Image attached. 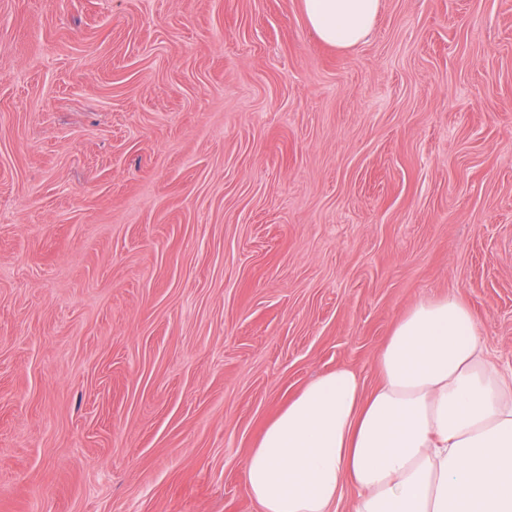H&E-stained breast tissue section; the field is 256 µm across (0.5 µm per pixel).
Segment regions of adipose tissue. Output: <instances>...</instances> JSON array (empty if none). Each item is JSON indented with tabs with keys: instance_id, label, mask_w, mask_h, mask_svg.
Masks as SVG:
<instances>
[{
	"instance_id": "obj_1",
	"label": "adipose tissue",
	"mask_w": 512,
	"mask_h": 512,
	"mask_svg": "<svg viewBox=\"0 0 512 512\" xmlns=\"http://www.w3.org/2000/svg\"><path fill=\"white\" fill-rule=\"evenodd\" d=\"M311 31L351 49L381 0H303ZM365 390L341 368L305 385L269 421L245 464L257 512H512V370L490 359L469 308L412 307Z\"/></svg>"
}]
</instances>
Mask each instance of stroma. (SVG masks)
Masks as SVG:
<instances>
[{"mask_svg":"<svg viewBox=\"0 0 512 512\" xmlns=\"http://www.w3.org/2000/svg\"><path fill=\"white\" fill-rule=\"evenodd\" d=\"M512 367V0H0V512H254L423 300ZM311 31L325 44L351 49L374 28L381 0H303Z\"/></svg>","mask_w":512,"mask_h":512,"instance_id":"1","label":"stroma"}]
</instances>
